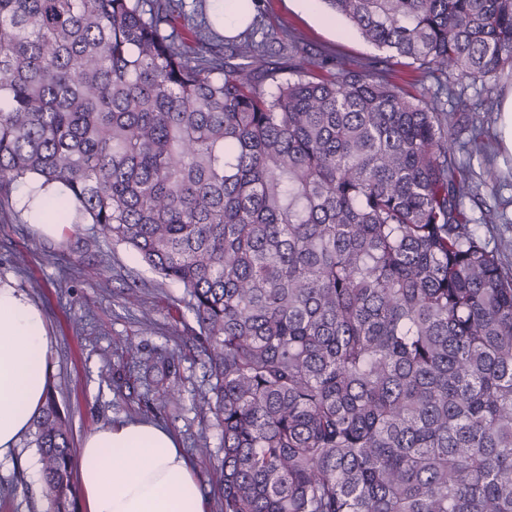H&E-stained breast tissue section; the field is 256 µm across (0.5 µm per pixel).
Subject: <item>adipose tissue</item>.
Masks as SVG:
<instances>
[{"mask_svg": "<svg viewBox=\"0 0 512 512\" xmlns=\"http://www.w3.org/2000/svg\"><path fill=\"white\" fill-rule=\"evenodd\" d=\"M52 343L40 307L0 282V457L19 448L45 403ZM76 467L80 512H208L193 464L155 422L100 427L84 437Z\"/></svg>", "mask_w": 512, "mask_h": 512, "instance_id": "obj_1", "label": "adipose tissue"}]
</instances>
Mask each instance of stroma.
Instances as JSON below:
<instances>
[{
    "instance_id": "35a3bbf8",
    "label": "stroma",
    "mask_w": 512,
    "mask_h": 512,
    "mask_svg": "<svg viewBox=\"0 0 512 512\" xmlns=\"http://www.w3.org/2000/svg\"><path fill=\"white\" fill-rule=\"evenodd\" d=\"M328 14L324 0H317L311 14L296 0H255V21L242 36L261 43L272 35L302 33L326 69L339 56L354 63L378 56V49L346 21L324 25ZM511 88V74L483 84L464 82L460 107L483 130L488 160L498 172L495 182L465 199L464 208L477 219V233L512 271V156L503 152L498 139V112L480 108L484 95L499 103ZM489 209L498 212V222L480 223L481 213ZM7 280L44 313L54 338L49 380L59 409L70 419L73 443L112 421H156L171 429L185 448L209 499V512H224L218 490L224 459L221 430L214 414L198 406L212 381L206 356L184 345L195 321L182 288L161 279L133 251L112 244L94 225L73 224L52 236L40 233L17 200L0 219V281ZM129 286L137 287L139 305H125L123 290ZM131 343L141 350L139 360L126 356ZM160 350L172 359L170 371L148 367ZM167 386L181 390L180 406L155 401L156 391ZM203 446L208 455H199ZM0 512H51L36 448L21 446L0 461Z\"/></svg>"
}]
</instances>
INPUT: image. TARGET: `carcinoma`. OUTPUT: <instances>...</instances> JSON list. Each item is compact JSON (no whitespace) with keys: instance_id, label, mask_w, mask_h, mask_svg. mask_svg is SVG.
I'll return each instance as SVG.
<instances>
[{"instance_id":"cac0c4a2","label":"carcinoma","mask_w":512,"mask_h":512,"mask_svg":"<svg viewBox=\"0 0 512 512\" xmlns=\"http://www.w3.org/2000/svg\"><path fill=\"white\" fill-rule=\"evenodd\" d=\"M174 0H0V211L31 178L188 297L224 512H512V273L477 234L461 116L388 58L512 73V0H326L389 57L277 79ZM77 512L68 420L34 418Z\"/></svg>"}]
</instances>
